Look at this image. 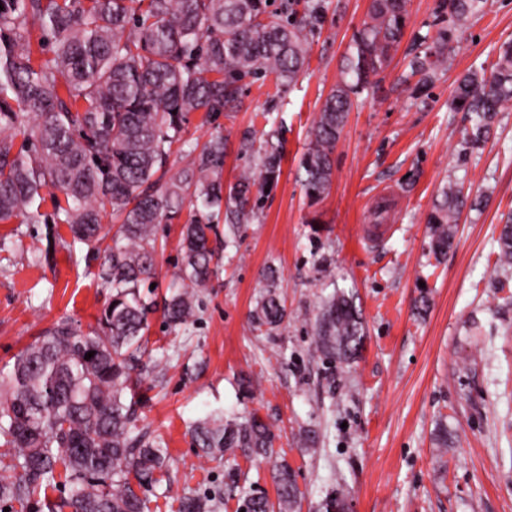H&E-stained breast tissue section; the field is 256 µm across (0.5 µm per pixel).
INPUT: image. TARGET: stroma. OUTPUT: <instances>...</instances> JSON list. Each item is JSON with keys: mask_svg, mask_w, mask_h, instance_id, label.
<instances>
[{"mask_svg": "<svg viewBox=\"0 0 512 512\" xmlns=\"http://www.w3.org/2000/svg\"><path fill=\"white\" fill-rule=\"evenodd\" d=\"M369 4L322 0L309 68L294 84L248 78L238 111L211 124L188 116L186 139L223 133L225 183L259 166L240 154L244 140L275 135L284 150L277 183L200 290L194 321L174 330L161 314L149 319L136 430L167 448L171 485L151 512H177L187 493L213 497L216 512H241L251 489L275 497L268 460L237 448L207 453L192 439L198 421L249 414L295 474V512H323L338 493L350 512H512V272L491 276L500 218L512 212V105L469 153L461 141L473 116L453 99L458 79L491 70L512 42V0H485L424 87L407 79L408 63L447 26L448 0H409L397 50L340 134L330 192L312 203L299 162ZM451 181L472 205L436 257L429 217ZM180 230L177 221L157 228L160 296ZM270 265L288 310L273 334L251 318ZM100 270L67 225L0 223V371L59 320L84 335L97 329L109 296ZM338 289L365 322L364 347L346 367L315 351L317 316ZM442 424L448 448L434 444Z\"/></svg>", "mask_w": 512, "mask_h": 512, "instance_id": "35a3bbf8", "label": "stroma"}]
</instances>
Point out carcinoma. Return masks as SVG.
Instances as JSON below:
<instances>
[{
  "label": "carcinoma",
  "mask_w": 512,
  "mask_h": 512,
  "mask_svg": "<svg viewBox=\"0 0 512 512\" xmlns=\"http://www.w3.org/2000/svg\"><path fill=\"white\" fill-rule=\"evenodd\" d=\"M408 0H371L368 21L357 31L342 78L325 98L301 161L302 187L311 199L328 195L332 155L352 111L354 96L382 73L400 43ZM0 0V223L40 222L44 192L54 223L73 240L103 256L100 277L110 289L98 330L77 332L61 320L46 329L0 373V504L20 512H149L146 492L168 469L162 442L131 437L136 416L125 393L138 387L134 362L146 352L148 316L162 310L172 329L195 316L198 292L217 274L218 248L209 236L219 217L229 232L249 223L253 188L275 182L282 145L261 146L260 178L244 172L224 187V137L217 134L186 151V165L170 175L166 163L183 139L188 115L207 122L240 107V82L272 73L291 84L308 69L306 29L321 19L318 0H305L296 16L283 0ZM483 0H450L451 21L433 55L410 64L424 84L442 49L476 17ZM39 26L34 58L30 30ZM456 104L474 114L462 138L467 150L488 138L497 112L512 103V42L501 46L490 74L469 73L457 84ZM23 136L26 149H15ZM235 206L224 209V196ZM468 196L453 182L442 192L429 223L434 254L453 243ZM192 208L181 228V264L169 296L152 298L156 228ZM119 219L106 242L103 214ZM494 274L512 270V214L502 217ZM253 311L271 333L287 317L277 292V270ZM316 351L348 366L365 341L360 309L343 292L331 295L317 318ZM94 356L85 359L88 352ZM206 450L240 448L272 460L273 436L256 417L240 423L202 420L192 428ZM277 503L247 495L245 512H292L300 496L285 461H274ZM65 483L55 501L47 491ZM210 499L184 495L179 512H210Z\"/></svg>",
  "instance_id": "carcinoma-1"
}]
</instances>
